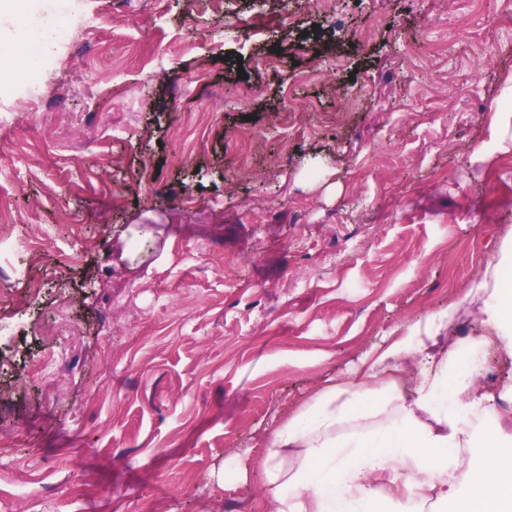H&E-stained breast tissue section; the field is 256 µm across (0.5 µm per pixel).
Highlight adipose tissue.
Instances as JSON below:
<instances>
[{
  "instance_id": "adipose-tissue-1",
  "label": "adipose tissue",
  "mask_w": 512,
  "mask_h": 512,
  "mask_svg": "<svg viewBox=\"0 0 512 512\" xmlns=\"http://www.w3.org/2000/svg\"><path fill=\"white\" fill-rule=\"evenodd\" d=\"M482 332L440 349L455 307L399 328L349 380H323L267 440V512H512V441L475 379L489 347L512 353V237L468 292ZM421 361L415 373L406 367ZM479 458L484 475L471 471Z\"/></svg>"
}]
</instances>
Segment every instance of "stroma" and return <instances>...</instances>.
Returning a JSON list of instances; mask_svg holds the SVG:
<instances>
[{"label": "stroma", "mask_w": 512, "mask_h": 512, "mask_svg": "<svg viewBox=\"0 0 512 512\" xmlns=\"http://www.w3.org/2000/svg\"><path fill=\"white\" fill-rule=\"evenodd\" d=\"M73 8L81 50L0 98V512H265V440L324 378L452 302L481 329L464 297L512 233V12Z\"/></svg>", "instance_id": "obj_1"}]
</instances>
